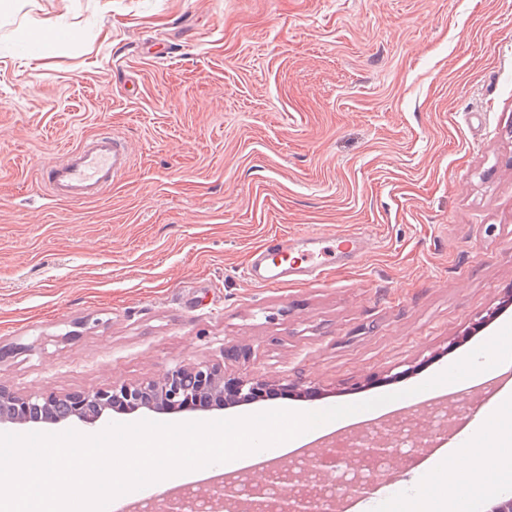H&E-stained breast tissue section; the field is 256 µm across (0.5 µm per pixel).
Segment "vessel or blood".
Returning <instances> with one entry per match:
<instances>
[{
	"label": "vessel or blood",
	"instance_id": "obj_1",
	"mask_svg": "<svg viewBox=\"0 0 512 512\" xmlns=\"http://www.w3.org/2000/svg\"><path fill=\"white\" fill-rule=\"evenodd\" d=\"M130 167L124 141L108 133L81 142L62 158L43 169L40 178L52 199L87 201L98 198ZM310 232L274 236L268 251L255 253L248 272L251 282L272 285L286 276H310L317 272L313 263H298L294 252L298 243L314 242Z\"/></svg>",
	"mask_w": 512,
	"mask_h": 512
}]
</instances>
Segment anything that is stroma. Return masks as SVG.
Listing matches in <instances>:
<instances>
[{
	"label": "stroma",
	"mask_w": 512,
	"mask_h": 512,
	"mask_svg": "<svg viewBox=\"0 0 512 512\" xmlns=\"http://www.w3.org/2000/svg\"><path fill=\"white\" fill-rule=\"evenodd\" d=\"M51 23L73 40L25 52ZM109 131L129 172L54 201L40 170ZM361 233L363 257L249 282L275 233ZM512 0H12L0 11V384L27 395L197 363L314 398L408 391L512 322ZM507 310L483 331L485 310ZM456 350H448L451 340ZM248 348L230 360L225 350ZM429 358L407 379L376 376ZM456 427L344 512H400Z\"/></svg>",
	"instance_id": "1"
}]
</instances>
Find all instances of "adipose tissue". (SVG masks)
<instances>
[{"label":"adipose tissue","instance_id":"ef3b65f1","mask_svg":"<svg viewBox=\"0 0 512 512\" xmlns=\"http://www.w3.org/2000/svg\"><path fill=\"white\" fill-rule=\"evenodd\" d=\"M490 426L497 430L503 441L512 443V421L500 415L491 423L484 420L472 422L465 437L439 449L423 464L421 477L429 479L444 473L456 479L442 495L441 512H462V490L472 481L479 483L485 496L512 492V455L490 461L479 446L481 434Z\"/></svg>","mask_w":512,"mask_h":512}]
</instances>
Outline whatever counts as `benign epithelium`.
Masks as SVG:
<instances>
[{
    "mask_svg": "<svg viewBox=\"0 0 512 512\" xmlns=\"http://www.w3.org/2000/svg\"><path fill=\"white\" fill-rule=\"evenodd\" d=\"M281 391H301V384L289 382L275 386L249 376L225 377L221 367L206 363L176 366L162 375L140 383L112 384L95 391H76L65 395L34 392L18 395L0 384V426L60 425L80 422L94 426L112 413L183 414L222 411L226 408L255 402ZM403 439L396 433L378 435L365 448H345L315 452L300 467L266 464L263 475L253 483L260 492L277 474L283 496L274 503L276 512H339L344 500L365 493L389 481L392 473L386 468L372 471L334 491L330 495L298 492L301 483L315 477L323 483L334 482L331 473L345 462L364 458L388 461L400 455ZM209 512H266L264 503L241 497L238 482L226 481L213 486L205 500Z\"/></svg>",
    "mask_w": 512,
    "mask_h": 512,
    "instance_id": "7a95c632",
    "label": "benign epithelium"
}]
</instances>
